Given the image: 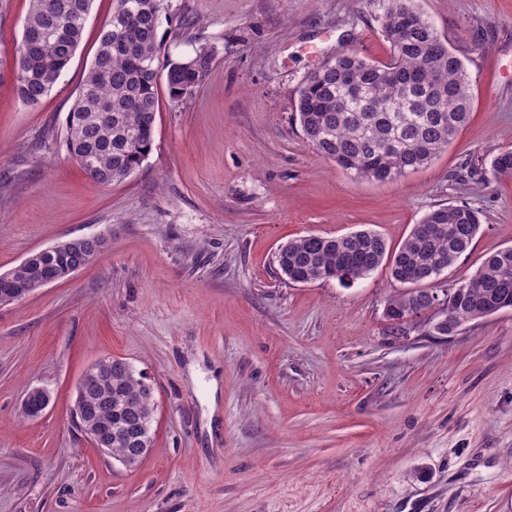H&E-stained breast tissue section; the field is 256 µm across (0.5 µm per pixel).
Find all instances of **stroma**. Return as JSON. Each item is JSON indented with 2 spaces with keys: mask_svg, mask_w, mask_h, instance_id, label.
Returning <instances> with one entry per match:
<instances>
[{
  "mask_svg": "<svg viewBox=\"0 0 512 512\" xmlns=\"http://www.w3.org/2000/svg\"><path fill=\"white\" fill-rule=\"evenodd\" d=\"M470 74L468 124L428 167L370 182L315 153L293 114L309 72L385 62L379 0H166L160 60L206 47L182 103L159 88L153 149L105 187L59 147L113 0L36 107L10 76L28 0H0V273L73 237L109 245L0 306V512H512V309L396 330L387 268L291 284L289 239L357 230L398 246L439 205L485 220L442 275L512 246V0H417ZM188 27H178L179 19ZM125 359L154 385V447L129 470L75 427L81 373ZM51 391L32 418L23 401Z\"/></svg>",
  "mask_w": 512,
  "mask_h": 512,
  "instance_id": "stroma-1",
  "label": "stroma"
}]
</instances>
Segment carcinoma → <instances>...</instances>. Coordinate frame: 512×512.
I'll list each match as a JSON object with an SVG mask.
<instances>
[{"mask_svg": "<svg viewBox=\"0 0 512 512\" xmlns=\"http://www.w3.org/2000/svg\"><path fill=\"white\" fill-rule=\"evenodd\" d=\"M29 2L12 80L21 103L34 107L78 50L93 0ZM164 10V0H116L67 114V155L103 186L131 176L151 153L160 80L166 81L170 101L178 103L184 87L201 84L209 72L213 53L205 47L160 65ZM381 25L391 51L388 62L342 50L305 77L296 103L302 132L317 153L375 182L398 180L431 164L468 122L473 105L467 67L416 0H382ZM490 166L511 179L512 150L492 156ZM481 224V212L467 203L438 206L393 250L373 231L309 234L281 245L275 263L291 283L336 279L349 285L386 262L405 291L386 300L385 316L399 328L438 307L433 332L447 336L464 321L512 307V247L486 255L470 278L433 301L438 278L469 249ZM76 262V255L54 251L10 273L24 283ZM132 393L139 395L141 416L153 420L151 392L131 371L112 368L81 400L90 421L112 423L113 457L127 448L122 432Z\"/></svg>", "mask_w": 512, "mask_h": 512, "instance_id": "carcinoma-1", "label": "carcinoma"}]
</instances>
